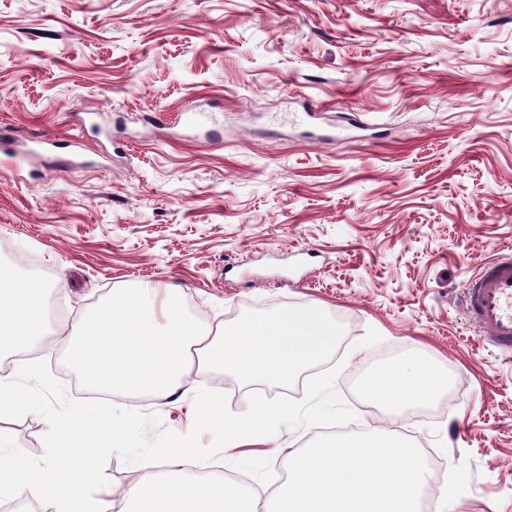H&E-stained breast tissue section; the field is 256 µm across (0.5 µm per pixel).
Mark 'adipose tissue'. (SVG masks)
Instances as JSON below:
<instances>
[{
    "mask_svg": "<svg viewBox=\"0 0 512 512\" xmlns=\"http://www.w3.org/2000/svg\"><path fill=\"white\" fill-rule=\"evenodd\" d=\"M48 285L41 278L0 267V346L16 353L40 336ZM448 386V378L426 361L397 362L367 373L364 392L395 407L430 403Z\"/></svg>",
    "mask_w": 512,
    "mask_h": 512,
    "instance_id": "obj_1",
    "label": "adipose tissue"
}]
</instances>
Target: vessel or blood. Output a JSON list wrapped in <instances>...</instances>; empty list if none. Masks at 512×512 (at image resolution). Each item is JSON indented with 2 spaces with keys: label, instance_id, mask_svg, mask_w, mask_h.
<instances>
[{
  "label": "vessel or blood",
  "instance_id": "vessel-or-blood-1",
  "mask_svg": "<svg viewBox=\"0 0 512 512\" xmlns=\"http://www.w3.org/2000/svg\"><path fill=\"white\" fill-rule=\"evenodd\" d=\"M472 324L503 354H512V253L484 266L464 295Z\"/></svg>",
  "mask_w": 512,
  "mask_h": 512
}]
</instances>
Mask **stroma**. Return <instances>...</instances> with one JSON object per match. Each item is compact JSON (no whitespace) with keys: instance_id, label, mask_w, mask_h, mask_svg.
<instances>
[{"instance_id":"35a3bbf8","label":"stroma","mask_w":512,"mask_h":512,"mask_svg":"<svg viewBox=\"0 0 512 512\" xmlns=\"http://www.w3.org/2000/svg\"><path fill=\"white\" fill-rule=\"evenodd\" d=\"M201 106L219 136L189 131ZM82 133L83 161L69 140ZM54 146L31 153L34 138ZM0 262L48 271L46 361L71 398L96 399L63 362L84 315L132 285L179 296L204 327L248 310L315 307L345 327L335 388L414 441L432 512H512V358L461 296L512 248V0H0ZM423 358L450 384L396 409L361 379ZM301 399L193 362L179 391L110 395L188 433L194 395ZM41 416L0 431L44 454ZM321 430L228 444L211 474L268 497L283 461Z\"/></svg>"}]
</instances>
